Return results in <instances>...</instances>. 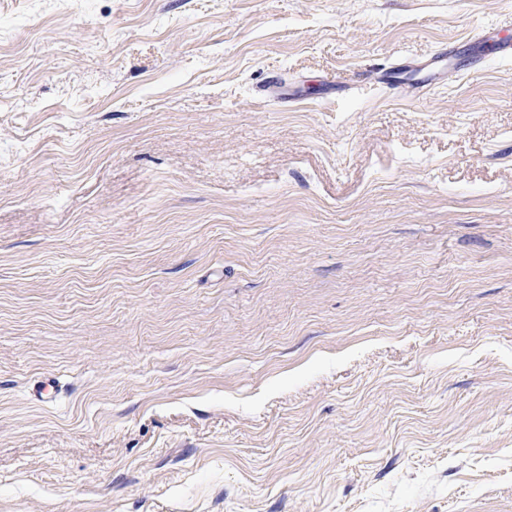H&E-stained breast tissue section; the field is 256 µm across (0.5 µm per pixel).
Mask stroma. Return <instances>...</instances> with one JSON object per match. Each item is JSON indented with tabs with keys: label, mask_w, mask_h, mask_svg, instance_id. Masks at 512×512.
<instances>
[{
	"label": "stroma",
	"mask_w": 512,
	"mask_h": 512,
	"mask_svg": "<svg viewBox=\"0 0 512 512\" xmlns=\"http://www.w3.org/2000/svg\"><path fill=\"white\" fill-rule=\"evenodd\" d=\"M492 22L0 0V512H512Z\"/></svg>",
	"instance_id": "1"
}]
</instances>
